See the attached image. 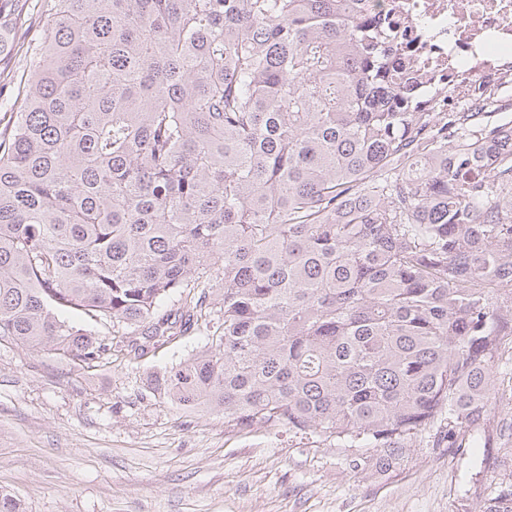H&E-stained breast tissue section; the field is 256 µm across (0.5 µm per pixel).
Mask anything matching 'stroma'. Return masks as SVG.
<instances>
[{"instance_id":"35a3bbf8","label":"stroma","mask_w":512,"mask_h":512,"mask_svg":"<svg viewBox=\"0 0 512 512\" xmlns=\"http://www.w3.org/2000/svg\"><path fill=\"white\" fill-rule=\"evenodd\" d=\"M0 0V118L22 87L33 22L12 26ZM111 351L82 362L0 341V492L19 512H486L512 489V342L494 367L480 448L433 433L402 453L336 448L155 398L147 376L211 343L213 327L136 359L123 326L95 323Z\"/></svg>"}]
</instances>
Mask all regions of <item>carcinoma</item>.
I'll return each instance as SVG.
<instances>
[{
  "label": "carcinoma",
  "instance_id": "obj_1",
  "mask_svg": "<svg viewBox=\"0 0 512 512\" xmlns=\"http://www.w3.org/2000/svg\"><path fill=\"white\" fill-rule=\"evenodd\" d=\"M39 25L0 128V341L92 360L85 315L140 358L211 305L152 394L390 456L446 415L462 447L512 336L511 121L415 111L368 0H44Z\"/></svg>",
  "mask_w": 512,
  "mask_h": 512
}]
</instances>
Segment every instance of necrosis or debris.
<instances>
[{
	"label": "necrosis or debris",
	"instance_id": "obj_1",
	"mask_svg": "<svg viewBox=\"0 0 512 512\" xmlns=\"http://www.w3.org/2000/svg\"><path fill=\"white\" fill-rule=\"evenodd\" d=\"M400 34L392 60L412 71L427 112H512V0H377Z\"/></svg>",
	"mask_w": 512,
	"mask_h": 512
}]
</instances>
